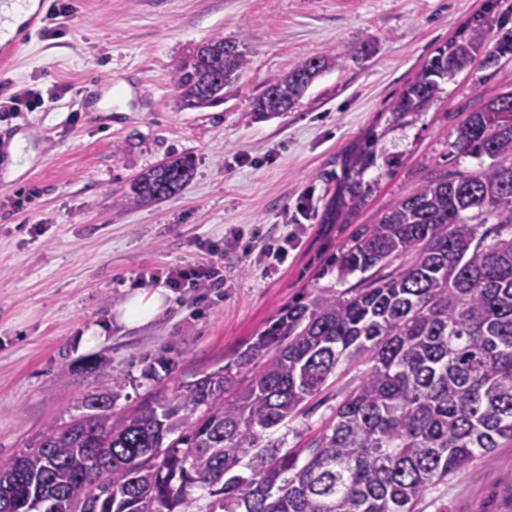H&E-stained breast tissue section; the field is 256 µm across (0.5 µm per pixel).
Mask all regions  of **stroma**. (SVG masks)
<instances>
[{"label": "stroma", "instance_id": "35a3bbf8", "mask_svg": "<svg viewBox=\"0 0 512 512\" xmlns=\"http://www.w3.org/2000/svg\"><path fill=\"white\" fill-rule=\"evenodd\" d=\"M67 17L33 32L0 66V459L49 424L68 420L87 392L117 393L116 410L223 367L282 307L345 295L339 257L431 174L476 166L450 156L458 126L512 90V55L444 82L422 112L390 106L434 51L469 20L486 21L484 52L512 29V0H65ZM221 37L249 63L217 106L181 110L173 74L190 50ZM335 49L338 67L286 113L255 121V99L298 61ZM24 134L33 164L6 180ZM376 140L360 205L329 224L343 148ZM190 157L195 177L159 203L126 200L132 179ZM307 212H299L300 202ZM305 230L285 264L253 263L246 248L284 225ZM243 235L224 252L223 294L170 291L169 307L99 347L81 334L106 322L142 272L210 259L204 241ZM342 364L295 429L329 420L357 385ZM417 512H512V445L476 476L437 486Z\"/></svg>", "mask_w": 512, "mask_h": 512}]
</instances>
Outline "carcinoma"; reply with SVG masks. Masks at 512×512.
I'll return each instance as SVG.
<instances>
[{
	"mask_svg": "<svg viewBox=\"0 0 512 512\" xmlns=\"http://www.w3.org/2000/svg\"><path fill=\"white\" fill-rule=\"evenodd\" d=\"M485 38L477 20L437 48L390 111L427 109ZM341 57L294 64L253 118L288 111ZM247 64L235 42L195 47L175 71L178 107L223 101ZM449 155L479 163L432 174L339 259L346 273L389 272L283 308L236 360L121 415L112 392L84 394L69 420L0 460V512H416L436 485L473 475L512 442V91L469 115ZM372 162L368 148L346 151L328 221L361 202ZM194 176L191 158L164 161L132 180L127 201L166 200ZM358 359L366 369L328 424L284 448L276 433Z\"/></svg>",
	"mask_w": 512,
	"mask_h": 512,
	"instance_id": "obj_1",
	"label": "carcinoma"
}]
</instances>
